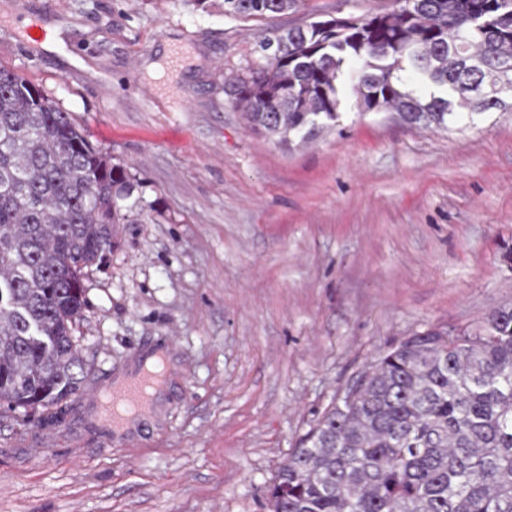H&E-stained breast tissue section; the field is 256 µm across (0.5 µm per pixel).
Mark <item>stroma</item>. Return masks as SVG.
Returning <instances> with one entry per match:
<instances>
[{
	"mask_svg": "<svg viewBox=\"0 0 512 512\" xmlns=\"http://www.w3.org/2000/svg\"><path fill=\"white\" fill-rule=\"evenodd\" d=\"M396 0H0V66L38 86L127 172L138 206L74 326L88 376L0 407V512H267L265 488L381 353L476 331L512 302V112L446 129L358 111L305 146L252 132L229 80L257 37ZM38 19L39 52L15 32ZM169 348L153 422L113 438L94 390ZM301 0H224L225 14L241 18H262L294 10Z\"/></svg>",
	"mask_w": 512,
	"mask_h": 512,
	"instance_id": "stroma-1",
	"label": "stroma"
}]
</instances>
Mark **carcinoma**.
Returning <instances> with one entry per match:
<instances>
[{"label": "carcinoma", "instance_id": "obj_1", "mask_svg": "<svg viewBox=\"0 0 512 512\" xmlns=\"http://www.w3.org/2000/svg\"><path fill=\"white\" fill-rule=\"evenodd\" d=\"M301 0H224L262 18ZM230 84L249 128L303 145L362 112L446 128L512 110V0H399L359 26L311 20L255 44ZM428 86L422 93L405 78ZM134 184L70 114L0 67V406L36 409L80 391L73 326L84 269L103 267ZM268 512H512V303L471 334L431 329L380 355L280 466Z\"/></svg>", "mask_w": 512, "mask_h": 512}]
</instances>
